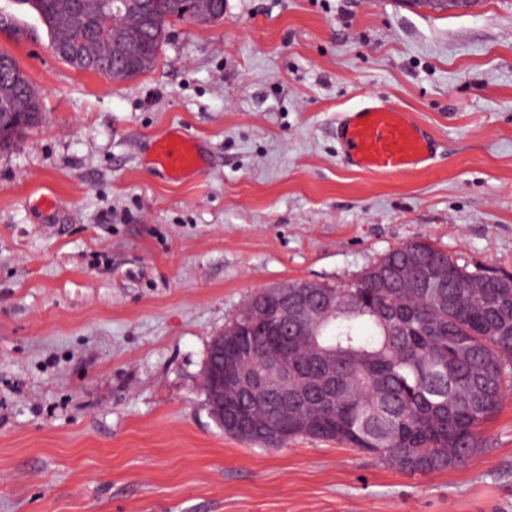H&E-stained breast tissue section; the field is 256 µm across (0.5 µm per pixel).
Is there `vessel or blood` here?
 I'll use <instances>...</instances> for the list:
<instances>
[{
	"label": "vessel or blood",
	"instance_id": "1",
	"mask_svg": "<svg viewBox=\"0 0 512 512\" xmlns=\"http://www.w3.org/2000/svg\"><path fill=\"white\" fill-rule=\"evenodd\" d=\"M332 134L345 167L369 174H394L434 166L439 142L409 112L386 99L370 97L338 113ZM150 162L176 180L202 170L199 141L183 132H168L153 144Z\"/></svg>",
	"mask_w": 512,
	"mask_h": 512
}]
</instances>
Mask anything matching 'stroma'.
<instances>
[{
	"label": "stroma",
	"instance_id": "1",
	"mask_svg": "<svg viewBox=\"0 0 512 512\" xmlns=\"http://www.w3.org/2000/svg\"><path fill=\"white\" fill-rule=\"evenodd\" d=\"M43 120L0 151V512H512V396L466 464L406 474L333 441L225 434L208 348L260 288L341 284L426 241L512 274V0H226L152 72L51 50L0 0ZM376 95L430 127L427 170L347 169L337 113ZM207 165L151 170L154 140ZM203 162L200 142L186 133L167 132L153 143L150 163L172 180L200 172Z\"/></svg>",
	"mask_w": 512,
	"mask_h": 512
}]
</instances>
